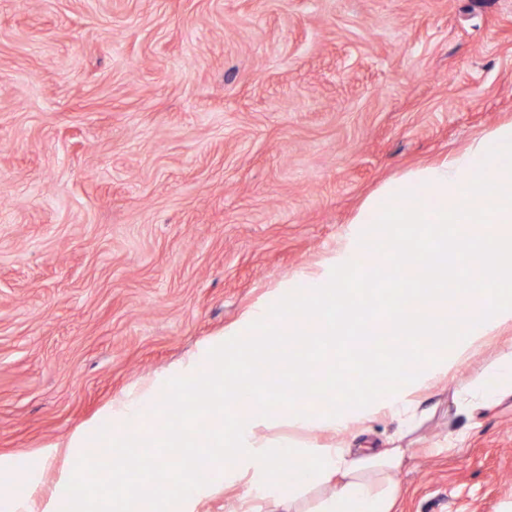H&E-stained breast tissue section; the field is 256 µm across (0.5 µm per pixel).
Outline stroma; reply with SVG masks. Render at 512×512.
Returning a JSON list of instances; mask_svg holds the SVG:
<instances>
[{"mask_svg": "<svg viewBox=\"0 0 512 512\" xmlns=\"http://www.w3.org/2000/svg\"><path fill=\"white\" fill-rule=\"evenodd\" d=\"M512 122V0H0V455L65 442L335 249L384 182ZM379 416L396 512L512 500V396ZM346 352L355 394L395 357Z\"/></svg>", "mask_w": 512, "mask_h": 512, "instance_id": "stroma-1", "label": "stroma"}]
</instances>
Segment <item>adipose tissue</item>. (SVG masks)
<instances>
[{
	"label": "adipose tissue",
	"mask_w": 512,
	"mask_h": 512,
	"mask_svg": "<svg viewBox=\"0 0 512 512\" xmlns=\"http://www.w3.org/2000/svg\"><path fill=\"white\" fill-rule=\"evenodd\" d=\"M355 221L321 272L271 292L236 327L209 338L203 355L113 398L98 421L66 443L42 448L39 461L0 457V486L12 490L0 500V512H86L91 448L113 453V512H197L214 491L199 481L204 457L187 456L175 471L162 462L157 476H140L146 445L180 448L196 441L221 448L222 484L243 486L235 512H262L265 504L274 512H304L301 493L314 487L329 490L316 512H393L404 449L382 448L356 458L343 446L317 445L315 436L345 437L375 415L412 414L417 393L430 381L457 371L472 347L512 325V296L501 290L512 282V124L474 139L462 156L386 182L365 200ZM376 224H394L398 231L385 242L373 232ZM372 258L399 276L410 266L422 269L420 278L394 291L384 323L388 335L410 337L423 356L410 363L387 361L383 384L351 397L337 393L332 359L304 357L287 339L304 335L309 325L318 336L346 333L360 313L344 284L356 262ZM243 336L263 367L300 373L312 392L335 399V409L320 414L308 400L270 411L268 401L253 396L242 370L223 356ZM206 385L232 403L231 410L214 415L212 436L198 440L188 423L147 431V419L164 416L166 397ZM507 395L512 396V361L497 382L463 391L459 407L471 416ZM285 424L308 434L309 442L272 438V430ZM53 462L60 465V493L38 499L39 471Z\"/></svg>",
	"instance_id": "ef3b65f1"
}]
</instances>
